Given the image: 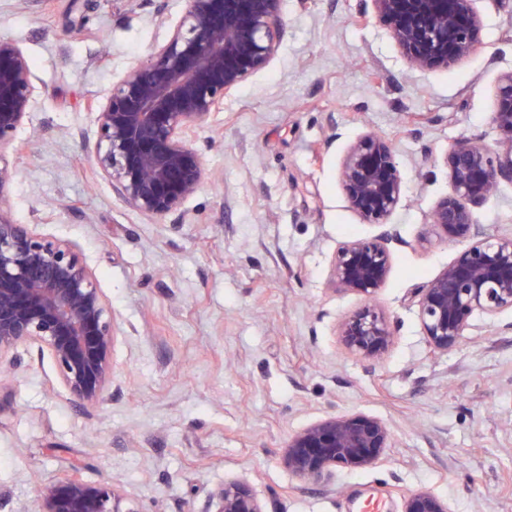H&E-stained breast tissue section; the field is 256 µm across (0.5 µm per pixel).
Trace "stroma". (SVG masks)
<instances>
[{
  "label": "stroma",
  "mask_w": 512,
  "mask_h": 512,
  "mask_svg": "<svg viewBox=\"0 0 512 512\" xmlns=\"http://www.w3.org/2000/svg\"><path fill=\"white\" fill-rule=\"evenodd\" d=\"M476 51L453 70H414L369 0H283L278 51L197 130L204 174L178 215L149 217L116 196L85 142L92 110L163 43L184 0H0L36 102L8 153L0 196L15 223L76 243L112 312V381L82 411L50 357L19 347L0 381V490L31 512L35 479L78 471L113 480L124 512H208L212 489L247 480L274 512H400L427 489L451 512H512V333L476 319L431 355L412 302L461 249L436 239L450 194L445 156L469 137L505 153L495 89L512 71V0H476ZM389 138L404 177L389 222L402 237L377 303L397 341L382 364L346 352L337 326L361 295L334 290L339 244L372 228L338 180L367 131ZM512 231V184L474 210ZM431 245L419 247L420 237ZM386 420L395 446L376 465L316 486L281 458L289 437L333 414Z\"/></svg>",
  "instance_id": "1"
}]
</instances>
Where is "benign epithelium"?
<instances>
[{
	"label": "benign epithelium",
	"instance_id": "obj_1",
	"mask_svg": "<svg viewBox=\"0 0 512 512\" xmlns=\"http://www.w3.org/2000/svg\"><path fill=\"white\" fill-rule=\"evenodd\" d=\"M409 64L453 68L479 44L476 0H370ZM282 0H187L167 39L130 66L94 116L88 143L100 175L134 209L155 217L175 213L202 180L193 136L224 108L229 95L266 67L282 36ZM35 103L33 74L22 48L0 38V198L14 178L4 161ZM493 121L509 142L505 156L461 138L448 149L453 186L432 210L435 236L462 244L456 258L416 292L430 352L454 350L473 329L512 311V234H490L473 209L502 182L512 183V71L496 86ZM340 182L352 210L377 227L336 248L330 280L362 295L365 304L338 324L349 353L378 363L395 343L386 313L375 302L401 242L387 220L404 179L392 142L369 131L348 148ZM115 327L96 277L68 240L42 237L16 224L0 206V371L16 366L20 345L47 353L59 384L81 405L95 407L112 380ZM384 420L364 413L327 416L291 435L283 464L293 476L327 483L338 467L367 468L393 447ZM110 481L50 480L36 491L35 512H124ZM213 512H270L250 484L230 479L211 493ZM401 512H450L428 490L403 499Z\"/></svg>",
	"mask_w": 512,
	"mask_h": 512
}]
</instances>
